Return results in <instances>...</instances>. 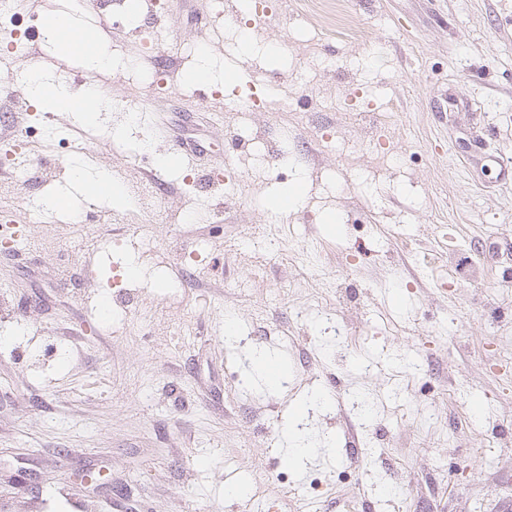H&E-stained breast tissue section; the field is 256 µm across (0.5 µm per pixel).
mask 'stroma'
<instances>
[{
    "instance_id": "35a3bbf8",
    "label": "stroma",
    "mask_w": 512,
    "mask_h": 512,
    "mask_svg": "<svg viewBox=\"0 0 512 512\" xmlns=\"http://www.w3.org/2000/svg\"><path fill=\"white\" fill-rule=\"evenodd\" d=\"M163 2L169 36L148 55L113 11L104 48L129 75L100 83L137 103L132 73L192 48L178 91L142 108L157 127L61 113L84 153L36 143L27 186L0 178V212L30 239L0 247V512H497L512 500V0H347L358 35L285 10L248 40L209 0ZM73 3L24 8L36 55L15 88L81 69L40 28ZM202 64L205 94L183 79ZM230 86L270 104L247 124L266 159L211 184ZM159 127L201 146L196 171L162 163ZM78 166L130 205L87 200ZM295 184L302 203L271 211ZM52 189L93 218L27 223ZM149 211L148 246L129 225ZM256 349L282 365L277 387L248 372ZM295 428L315 443L290 467ZM86 468L105 481L77 482Z\"/></svg>"
}]
</instances>
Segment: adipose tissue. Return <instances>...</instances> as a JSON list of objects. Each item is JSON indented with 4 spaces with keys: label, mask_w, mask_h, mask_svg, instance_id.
<instances>
[{
    "label": "adipose tissue",
    "mask_w": 512,
    "mask_h": 512,
    "mask_svg": "<svg viewBox=\"0 0 512 512\" xmlns=\"http://www.w3.org/2000/svg\"><path fill=\"white\" fill-rule=\"evenodd\" d=\"M28 90L33 101L47 112H74L83 119H93L111 109L112 100L102 95L96 86H88L81 95H74L61 82L44 81L40 72L29 76Z\"/></svg>",
    "instance_id": "1"
}]
</instances>
